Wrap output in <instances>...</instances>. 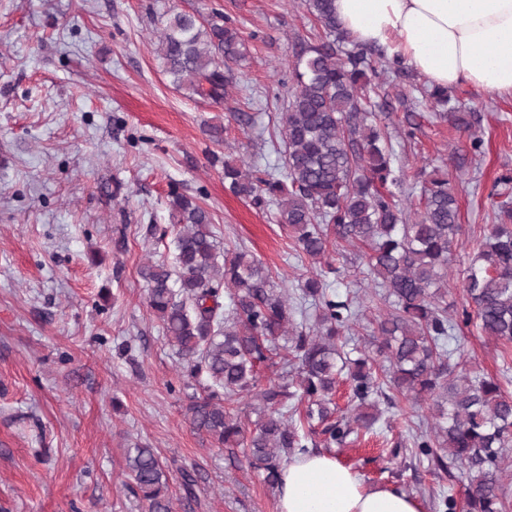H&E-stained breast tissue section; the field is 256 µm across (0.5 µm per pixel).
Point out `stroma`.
Here are the masks:
<instances>
[{
    "mask_svg": "<svg viewBox=\"0 0 512 512\" xmlns=\"http://www.w3.org/2000/svg\"><path fill=\"white\" fill-rule=\"evenodd\" d=\"M180 11L229 17L246 39L238 88L223 101L176 89L164 72L159 19ZM313 31L303 0H0V512H147L125 484V451L139 444L167 468L172 512H276V491L190 426L185 409L207 381L182 375L140 269L173 260L162 230L175 188L198 197L222 246L254 254L275 289L307 277L312 262L293 251L275 206L234 195L224 165L279 167L268 138L280 79L296 35ZM455 95L485 142L474 167L459 164L468 131L418 92L388 100L397 165L440 168L456 194L462 231L447 291L459 310L473 243L512 203V185L494 183L512 173V97L466 86ZM408 110L420 115L411 141ZM460 334L471 374L512 366V344L473 324ZM420 418L399 402L393 431L330 453L435 512L434 494L460 496L459 472L390 454ZM185 470L197 477L191 499Z\"/></svg>",
    "mask_w": 512,
    "mask_h": 512,
    "instance_id": "obj_1",
    "label": "stroma"
}]
</instances>
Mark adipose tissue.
Returning <instances> with one entry per match:
<instances>
[{
  "mask_svg": "<svg viewBox=\"0 0 512 512\" xmlns=\"http://www.w3.org/2000/svg\"><path fill=\"white\" fill-rule=\"evenodd\" d=\"M341 29L392 54L439 87L512 96V0H334ZM276 512H422L404 491L367 483L334 456L293 457Z\"/></svg>",
  "mask_w": 512,
  "mask_h": 512,
  "instance_id": "ef3b65f1",
  "label": "adipose tissue"
}]
</instances>
